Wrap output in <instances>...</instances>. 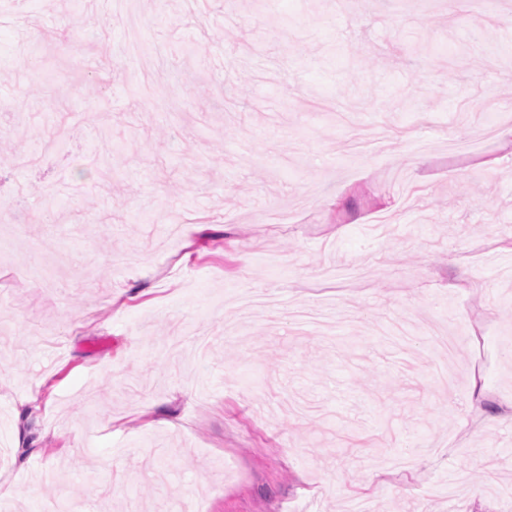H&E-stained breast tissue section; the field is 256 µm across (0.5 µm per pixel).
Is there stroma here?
<instances>
[{"mask_svg":"<svg viewBox=\"0 0 512 512\" xmlns=\"http://www.w3.org/2000/svg\"><path fill=\"white\" fill-rule=\"evenodd\" d=\"M135 4L0 6L9 512H512V7Z\"/></svg>","mask_w":512,"mask_h":512,"instance_id":"stroma-1","label":"stroma"}]
</instances>
